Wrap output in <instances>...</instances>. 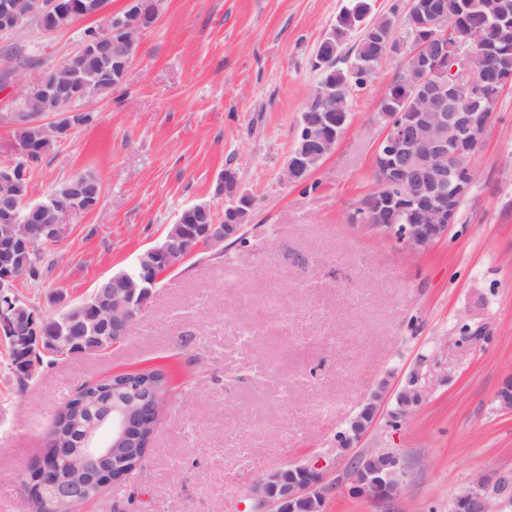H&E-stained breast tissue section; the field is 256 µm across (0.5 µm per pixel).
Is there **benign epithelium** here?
<instances>
[{"label":"benign epithelium","mask_w":512,"mask_h":512,"mask_svg":"<svg viewBox=\"0 0 512 512\" xmlns=\"http://www.w3.org/2000/svg\"><path fill=\"white\" fill-rule=\"evenodd\" d=\"M55 11L77 18L105 16L107 30L96 34L95 40H84L65 59L61 68L71 70L88 52H97L107 58L98 76L78 79L66 76L59 82L40 81L23 96L22 112L38 125V118L46 112L60 113L59 121L52 126V134L67 137L75 122L71 119L69 102L90 96L98 84L114 77L124 79L140 36L146 31L139 19L138 0H126L125 13L109 11V0H33L31 10L18 14L13 6L0 3V29L11 31L30 26L29 18ZM446 9L425 13L418 0H408L403 15L406 26L419 39L399 40L383 35L378 40L379 53L403 56L404 63L413 62L418 79L413 83V96L418 102L414 111L397 120L389 112H381L384 121L383 136L375 155L377 174L374 189L376 207L354 216V228L362 232L385 235L389 238L401 234V245L410 252H424L444 238L451 224L455 223L459 203L469 193L475 180L472 159L482 144L488 126L489 114L478 99L471 105L464 100L477 89L472 69L475 53L489 54L490 49L478 37L470 46L456 42L452 26L447 23ZM341 112H304V133L297 149L291 150L286 163V180L298 184L308 179L314 169L336 148V139L326 135L324 128L336 125ZM29 163V152L20 159L0 167V186L13 183L17 172ZM51 208L58 214L53 224H30L29 216L13 201L11 194L0 192V224H7L16 231L4 237L8 247L30 252L59 239L62 223L81 207L69 198L60 201L50 197L32 207L36 212ZM404 223H399V219ZM200 247L211 250L229 243L243 231L241 224L197 225ZM159 260L161 269L153 275L139 273L137 260L126 272L129 288H111L102 281L94 289L95 314L93 319L79 325L86 335L99 332L112 338L116 345L125 342L132 334L136 317L135 289L153 290L164 275L178 268L185 257L179 242L167 237L148 249ZM0 324L12 322L16 314L17 284L23 279V269L7 267V260L0 261ZM74 317L63 318L57 323L56 353L63 357L76 342L72 328ZM420 372L412 369L405 381L403 392L397 396V408L388 415L389 425L398 427L412 416L422 401L419 387ZM384 389H379L361 405L362 412L352 419L347 429L336 435L338 459L348 461L345 467L347 480L331 479L330 471L319 462H299L290 465L297 477L283 482L280 469L265 473L250 488L253 512H280L281 504L294 509L303 498H317L321 512H326L328 498L342 488L357 498L381 503L395 500L402 489L405 464L402 456L390 449L375 448L347 458V451L356 446L373 426L380 412ZM165 410V403L156 397L138 393L130 401L119 403L112 409V421L87 429L78 439L77 446L88 458L97 455L122 454L120 446L140 438H152ZM71 449L58 447L52 434H47L45 451L29 466L25 486H36L38 504L45 506L51 500L77 505L86 499L91 483L101 487L112 484L109 473L90 474L84 467H72L66 475L55 474L56 457ZM466 512H500L512 503V477L503 475L494 481L475 480L458 497Z\"/></svg>","instance_id":"1"}]
</instances>
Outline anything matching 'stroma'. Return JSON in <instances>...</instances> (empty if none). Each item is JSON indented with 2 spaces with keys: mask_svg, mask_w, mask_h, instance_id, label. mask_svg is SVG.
<instances>
[{
  "mask_svg": "<svg viewBox=\"0 0 512 512\" xmlns=\"http://www.w3.org/2000/svg\"><path fill=\"white\" fill-rule=\"evenodd\" d=\"M345 0H162L121 85L87 98L91 122L53 142L29 170L28 203L89 172L98 206L70 214L41 281L20 298L43 316L76 303L163 240L190 206L223 221L219 190L234 169L255 200L245 247L194 256L165 277L131 336L107 354L36 367L19 388L0 339V512H20L23 474L57 411L87 381L165 370L168 407L142 468L81 512H251L267 471L333 464L336 435L385 388L383 415L359 450L402 455L393 506L345 492L327 512H448L476 478L512 473V413L495 395L512 376V89L473 159L475 183L446 238L413 253L355 230L348 215L375 185L380 97L402 69L382 57L354 94L336 148L308 186L284 168L320 78L312 60ZM86 18L45 33H0V166L18 157L12 117L57 68ZM33 64L19 65L20 57ZM423 399L392 428L386 414L411 369Z\"/></svg>",
  "mask_w": 512,
  "mask_h": 512,
  "instance_id": "stroma-1",
  "label": "stroma"
}]
</instances>
